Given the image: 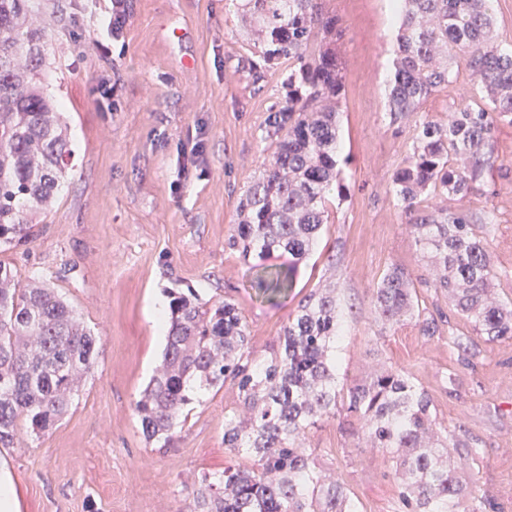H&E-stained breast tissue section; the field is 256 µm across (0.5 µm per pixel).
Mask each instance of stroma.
<instances>
[{
	"instance_id": "obj_1",
	"label": "stroma",
	"mask_w": 512,
	"mask_h": 512,
	"mask_svg": "<svg viewBox=\"0 0 512 512\" xmlns=\"http://www.w3.org/2000/svg\"><path fill=\"white\" fill-rule=\"evenodd\" d=\"M37 2L50 32L42 82L72 158L29 241L0 248V260L21 282L57 288L100 345L66 414L0 450L17 512H189V486L234 460L224 448V416L238 409V390L229 381L193 385L170 447L145 441L134 405L162 359L154 296L234 302L261 362L303 297L328 286L339 306V402L381 369L405 373L430 396L439 436L463 429L469 445L452 455L463 480L499 512H512V339L480 343L475 358L461 361L452 339L472 335L473 326L446 293L424 285L433 267L393 192L416 126L447 123L458 107L481 103L471 71L453 66L447 87L393 121L387 86L397 26L388 0H324L342 31L343 188L329 197V222L292 292L272 304L250 288L251 262L225 246L239 201L271 153L266 117L284 96L279 76L257 90L240 71L250 43L234 0H125L116 37L108 32L109 0ZM494 145L495 161L474 190L433 193L422 205L490 216L475 231L494 271L491 298L505 302L512 300V123L497 124ZM394 265L411 274L420 308L445 315L435 335H423L413 319L376 320L373 293ZM344 415L337 410L311 428L305 448L358 512H403L393 459L342 430Z\"/></svg>"
}]
</instances>
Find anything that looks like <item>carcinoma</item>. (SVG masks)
I'll list each match as a JSON object with an SVG mask.
<instances>
[{
  "label": "carcinoma",
  "instance_id": "1",
  "mask_svg": "<svg viewBox=\"0 0 512 512\" xmlns=\"http://www.w3.org/2000/svg\"><path fill=\"white\" fill-rule=\"evenodd\" d=\"M32 0H0V244L24 242L37 215L53 202L72 155L64 129L40 80L48 28L33 18ZM253 42L241 70L253 86L290 61L283 101L266 119L273 152L238 206L228 239L243 259L288 255V266L261 267L251 287L276 303L294 288L298 266L313 251L326 200L341 187L338 115L343 67L336 52V17L323 0H236ZM398 34L388 107L398 121L448 84L436 63L445 47L480 79L482 104L457 108L448 124L423 121L413 152L394 178V193L417 242L443 274L432 287L470 319L477 337H512V301L491 304L494 277L470 220L421 208L427 191L454 196L474 189L492 163L493 132L512 123V50L492 42L493 0H396ZM318 48L310 49L311 44ZM415 284L389 269L374 293L384 324L419 317L427 336L437 318L416 313ZM336 289L318 288L300 302L270 357L259 363L238 307L207 306L179 295L163 361L135 403L144 437L167 446L183 426L189 382L231 380L242 413L224 417V448L251 464L205 475L192 491L191 512H357L339 481L329 479L299 440L318 421L336 417L338 336ZM99 339L55 289L21 285L0 262V448L15 447L21 427L50 429L68 410L71 393L89 374ZM429 396L397 370L383 369L348 392L368 442L392 455L406 512H497L458 474L455 435L433 430Z\"/></svg>",
  "mask_w": 512,
  "mask_h": 512
}]
</instances>
